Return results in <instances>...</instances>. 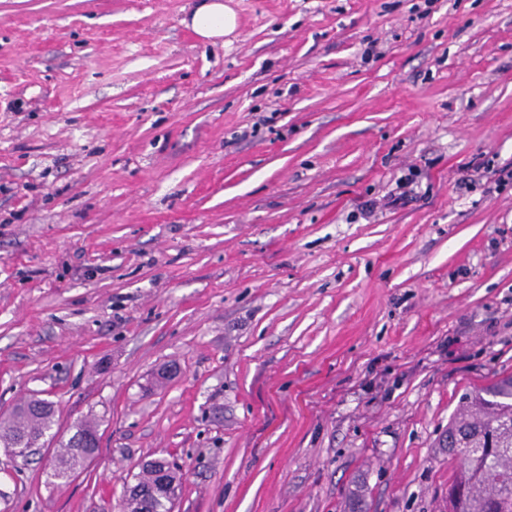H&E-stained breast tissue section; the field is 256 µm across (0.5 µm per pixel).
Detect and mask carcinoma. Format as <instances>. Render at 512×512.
<instances>
[{"mask_svg": "<svg viewBox=\"0 0 512 512\" xmlns=\"http://www.w3.org/2000/svg\"><path fill=\"white\" fill-rule=\"evenodd\" d=\"M51 402L32 395L0 415V446L11 448L40 442L51 429ZM74 433L60 443L54 472L64 477L82 457L98 449L97 424L73 425ZM441 447L459 462L451 486L461 490L448 501V512H512V375L465 393L448 420ZM136 494L124 496V512H171L167 492L178 494L179 477L159 459L142 465L134 483Z\"/></svg>", "mask_w": 512, "mask_h": 512, "instance_id": "cac0c4a2", "label": "carcinoma"}]
</instances>
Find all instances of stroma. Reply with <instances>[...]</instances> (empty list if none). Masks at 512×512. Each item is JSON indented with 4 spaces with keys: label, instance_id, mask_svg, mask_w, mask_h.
<instances>
[{
    "label": "stroma",
    "instance_id": "1",
    "mask_svg": "<svg viewBox=\"0 0 512 512\" xmlns=\"http://www.w3.org/2000/svg\"><path fill=\"white\" fill-rule=\"evenodd\" d=\"M224 2L208 42L197 0H0V412L100 448L0 447V512L155 458L174 512H448L438 438L512 374V184L457 173L512 167V0ZM182 23L200 38L215 42L232 34L237 28L235 11L222 0H199ZM461 172L467 174L462 179L463 181L476 182L485 179V184L494 185V187L489 186L487 188L488 192H492L493 189L497 190L506 184H512V168L508 166L494 168L489 160L475 159L470 161L467 166L461 168ZM55 410L51 402L32 395L8 414L0 415V445L7 448L8 456L16 461L26 460L37 448H11L16 445H40L45 433L51 429ZM97 424L90 420L78 421L73 425L75 432L60 443L64 448L55 459L54 472L62 477L76 469L81 457H89L98 449L99 437Z\"/></svg>",
    "mask_w": 512,
    "mask_h": 512
}]
</instances>
